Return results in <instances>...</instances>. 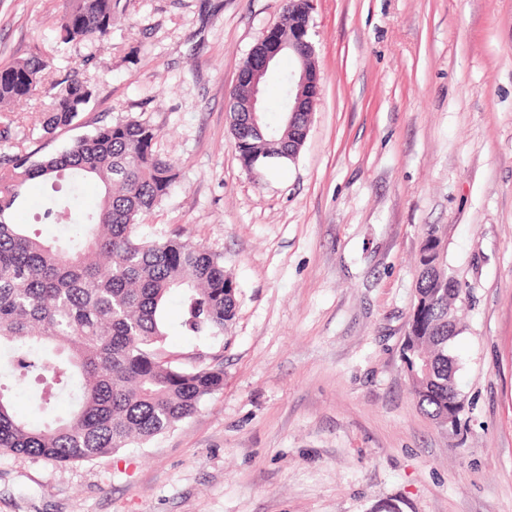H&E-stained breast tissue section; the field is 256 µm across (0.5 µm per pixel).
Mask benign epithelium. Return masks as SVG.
<instances>
[{
	"instance_id": "benign-epithelium-1",
	"label": "benign epithelium",
	"mask_w": 512,
	"mask_h": 512,
	"mask_svg": "<svg viewBox=\"0 0 512 512\" xmlns=\"http://www.w3.org/2000/svg\"><path fill=\"white\" fill-rule=\"evenodd\" d=\"M312 0H288V40H283L275 26L268 27L258 44L261 53L249 52L239 67L236 84H244L247 96L239 99L229 95L228 111L249 112L252 116L263 112L262 85L272 65L288 53L297 59V68L288 76V92L284 112L288 114V125H293L299 112H314L319 92V76L315 69L307 67V59L314 56L310 40ZM464 408V398L457 394L449 402L448 416L442 423L446 429H455L458 416Z\"/></svg>"
}]
</instances>
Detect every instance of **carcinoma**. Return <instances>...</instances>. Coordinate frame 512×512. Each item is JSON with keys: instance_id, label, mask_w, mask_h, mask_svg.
<instances>
[{"instance_id": "obj_1", "label": "carcinoma", "mask_w": 512, "mask_h": 512, "mask_svg": "<svg viewBox=\"0 0 512 512\" xmlns=\"http://www.w3.org/2000/svg\"><path fill=\"white\" fill-rule=\"evenodd\" d=\"M121 0H66L62 42H105ZM50 58L35 55L0 66V104L28 99L42 84ZM55 92L42 129L54 135L71 126L94 100V89L73 71ZM231 134L243 166L261 172L270 158L288 159L294 147L288 116L276 126L250 113L231 115ZM155 128L127 118L98 128L55 154L0 156V350L19 384L35 376L42 385L36 418L19 417L12 387L0 382V450L54 462L90 461L133 443H146L191 417L201 401L224 386V362L185 367L166 348L164 308L180 295L179 331L218 338L235 317L236 285L221 258L175 235L139 233L142 217L158 207L176 182L174 163L154 148ZM37 180L64 181L43 206L42 221L66 229L68 242L31 235L13 220L25 187ZM88 181L101 187L98 207L73 215L70 197ZM434 231L418 255L414 351L428 374L411 378L419 409L434 423L448 415L449 354L455 334L448 315L455 295L436 252ZM73 408L54 416L59 390Z\"/></svg>"}]
</instances>
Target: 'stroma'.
<instances>
[{"mask_svg": "<svg viewBox=\"0 0 512 512\" xmlns=\"http://www.w3.org/2000/svg\"><path fill=\"white\" fill-rule=\"evenodd\" d=\"M283 0H121L107 43H62L64 0H0V66L49 57L95 99L54 137L46 89L0 107V153L50 154L128 117L178 178L143 218L224 261L236 314L180 360L224 387L144 445L86 462L0 450V512H512V0H314L319 96L295 160L253 176L226 96ZM435 229L463 288L457 431L402 356Z\"/></svg>", "mask_w": 512, "mask_h": 512, "instance_id": "1", "label": "stroma"}]
</instances>
